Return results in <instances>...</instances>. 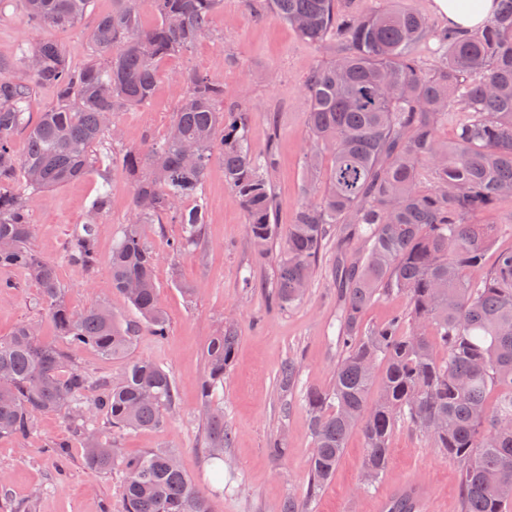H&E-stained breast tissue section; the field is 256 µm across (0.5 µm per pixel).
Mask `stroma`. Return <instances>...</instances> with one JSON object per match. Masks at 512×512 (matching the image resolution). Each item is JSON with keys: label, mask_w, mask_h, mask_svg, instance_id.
Returning a JSON list of instances; mask_svg holds the SVG:
<instances>
[{"label": "stroma", "mask_w": 512, "mask_h": 512, "mask_svg": "<svg viewBox=\"0 0 512 512\" xmlns=\"http://www.w3.org/2000/svg\"><path fill=\"white\" fill-rule=\"evenodd\" d=\"M112 10V0H92L75 28L34 25L19 0H0V57H13L23 43L54 39L74 64L92 55L90 32L99 16ZM339 45L314 46L276 15L255 19L240 0H224L209 34L186 54L160 61L159 80L148 105L118 113L121 138L115 153L163 139L176 107L172 74L193 70L224 83L225 103L248 98L252 111L248 140L255 154L275 145L277 166L270 180L277 196L279 234L267 258H258L247 234L245 213L224 182V167L212 161L203 187L207 222L197 247L173 254L170 244L183 235L182 225L167 219L144 229L157 257L155 268L167 317L165 335L137 337L127 357H80L82 368L95 378L119 377L128 362L148 360L172 378L177 406L168 424L157 430L113 433L122 454L156 448L177 452L181 466L212 503L215 512H279L288 498L306 502V512H380L381 502L398 487L425 483L432 496L422 512H462L456 464L419 433L399 427L392 439L387 469L375 487H360L364 462L363 437L353 432L332 480L315 497H307L308 460L313 450L305 388H327L338 359L336 348V238L328 236L304 298L278 306L273 298L277 266L284 252V232L304 198L303 160L311 148L304 124L309 99L304 78L315 66L334 60ZM100 184L97 169L48 195L29 194L34 235L32 247L52 262L76 311L104 302L126 320L135 313L112 291L109 258L126 228L133 187L124 173L112 179L111 208L97 227L101 258L93 274L74 266L67 245L83 224ZM0 338L11 336L25 322L36 324L44 340L55 329L40 304V290L20 269H0ZM239 336L224 372V384L211 400H203L206 346L225 328ZM295 365L297 387L284 386L280 372ZM224 413L231 441L224 462L215 465L206 453L208 412ZM281 439L285 450L273 455L269 446ZM69 443L66 457L50 451V443ZM123 475L98 473L84 461L82 442L67 422L43 415L23 442L0 439V512H121Z\"/></svg>", "instance_id": "stroma-1"}]
</instances>
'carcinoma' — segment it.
Masks as SVG:
<instances>
[{"mask_svg": "<svg viewBox=\"0 0 512 512\" xmlns=\"http://www.w3.org/2000/svg\"><path fill=\"white\" fill-rule=\"evenodd\" d=\"M91 2L23 0L33 21L54 28L77 25ZM242 2L256 17L275 14L312 45L346 46L304 81L310 187L288 225L274 292L280 305L303 298L329 226L336 225L338 245L361 244L356 255H336L341 353L332 384L305 392L314 443L307 496L332 479L355 430L364 439V473L372 474L365 489L373 487L396 429L407 425L456 464L463 512H512V249L480 277L471 275L501 231L488 217L512 198V0H497L479 32L437 33L427 67L413 55L427 23L399 0L356 16L340 13L337 0ZM151 4L158 22L145 30L138 0H113L90 36L95 58L81 66L54 41L0 57V183L19 177L47 193L83 176L118 137L116 115L152 99L158 63L187 52L224 8V0ZM175 82L167 137L112 158V171L134 182L128 226L109 259L112 288L137 320L122 321L100 303L73 313L55 265L30 248L28 198L0 192V268L28 271L56 329L51 342L31 323L0 339V438L25 440L40 415L62 416L83 433L89 469L123 472L124 512H213L173 463L174 451L125 457L112 435L89 428L97 415L115 431L162 428L176 401L170 376L149 361L129 363L116 381L94 379L76 363L86 351L123 358L141 333H165L156 256L143 226L169 215L184 225L173 249L197 245L206 223L202 187L217 157L259 256L276 230L269 180L276 152H251L250 103L222 110L224 83L196 72ZM38 88L51 90L55 103L35 120L29 102ZM450 107L464 118L454 141L445 142L437 130L455 117ZM19 133L26 137L20 155L12 148ZM324 153L332 161L322 184ZM110 185L111 171L102 172L85 224L68 245L69 259L87 272L99 263L97 224L110 207ZM394 293L406 298V313L365 326V309ZM237 340L231 330L209 340L204 399L224 382ZM98 386L107 388L103 397L85 398ZM228 442L224 417L212 416L210 455L221 458Z\"/></svg>", "mask_w": 512, "mask_h": 512, "instance_id": "carcinoma-1", "label": "carcinoma"}]
</instances>
